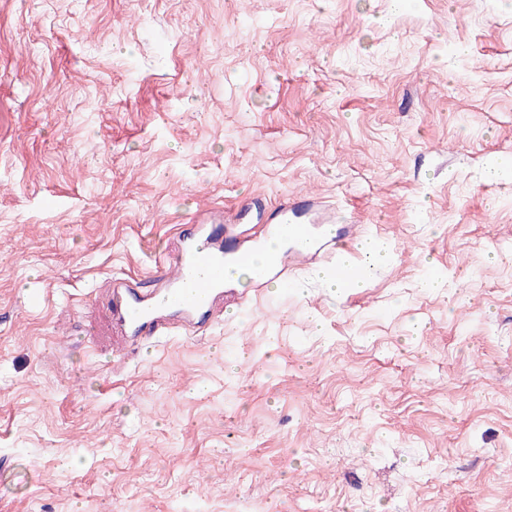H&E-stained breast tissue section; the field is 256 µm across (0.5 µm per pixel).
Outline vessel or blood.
Listing matches in <instances>:
<instances>
[{
    "instance_id": "vessel-or-blood-1",
    "label": "vessel or blood",
    "mask_w": 512,
    "mask_h": 512,
    "mask_svg": "<svg viewBox=\"0 0 512 512\" xmlns=\"http://www.w3.org/2000/svg\"><path fill=\"white\" fill-rule=\"evenodd\" d=\"M306 195L286 196L268 218L264 237L238 231L240 213L202 212L193 232L181 236L172 255L156 264L151 275L161 290L143 296L122 284H113L106 305L113 327L133 346L160 339L173 330L194 334L224 319V265L252 268L254 295L269 280L290 290L291 271L313 260L331 259L335 238L326 226L310 224Z\"/></svg>"
}]
</instances>
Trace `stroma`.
Returning a JSON list of instances; mask_svg holds the SVG:
<instances>
[{
    "mask_svg": "<svg viewBox=\"0 0 512 512\" xmlns=\"http://www.w3.org/2000/svg\"><path fill=\"white\" fill-rule=\"evenodd\" d=\"M491 165L512 0H0V512H512ZM298 190L390 242L368 287L116 364L108 279L154 288L197 210Z\"/></svg>",
    "mask_w": 512,
    "mask_h": 512,
    "instance_id": "stroma-1",
    "label": "stroma"
}]
</instances>
